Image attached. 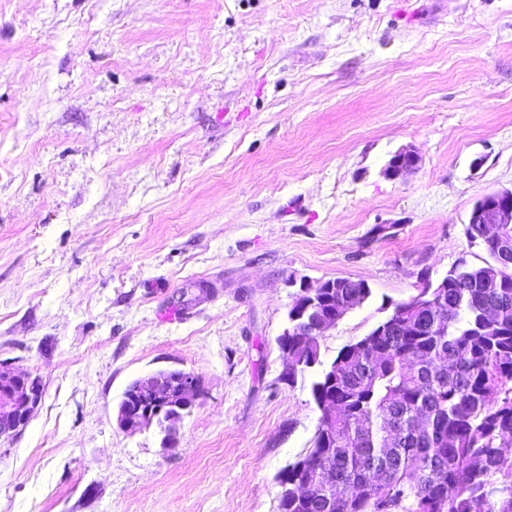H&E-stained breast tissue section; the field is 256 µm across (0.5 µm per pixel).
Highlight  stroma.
I'll use <instances>...</instances> for the list:
<instances>
[{"label": "stroma", "instance_id": "stroma-1", "mask_svg": "<svg viewBox=\"0 0 512 512\" xmlns=\"http://www.w3.org/2000/svg\"><path fill=\"white\" fill-rule=\"evenodd\" d=\"M511 188L512 0H0V360L43 387L0 512H280L321 419L280 379L287 278L371 288L330 363L481 263ZM169 369L204 381L173 448L116 424ZM420 163L418 151L412 146H406L391 155L382 173L390 180H405L416 173Z\"/></svg>", "mask_w": 512, "mask_h": 512}]
</instances>
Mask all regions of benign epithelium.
<instances>
[{
    "label": "benign epithelium",
    "instance_id": "benign-epithelium-1",
    "mask_svg": "<svg viewBox=\"0 0 512 512\" xmlns=\"http://www.w3.org/2000/svg\"><path fill=\"white\" fill-rule=\"evenodd\" d=\"M421 163L418 151L406 146L391 155L383 175L390 180H404L416 173ZM495 203L484 207L476 205L468 216V223L480 224L487 238L499 240L503 245L499 253L501 271L512 270V239L502 234V225H512V189L492 192ZM290 287L299 286L294 293L288 312V326L278 337V345H288V337L301 336L302 348L319 345L324 333L335 327L357 304L343 300L331 309H311L318 289L325 281L312 285L306 281L296 284L287 280ZM203 392L202 377L185 370L156 371L133 381L125 390L118 405L117 425L129 431L151 427L163 434L162 443L172 447L177 441L179 425L188 416ZM43 396L38 378L16 371L10 362H0V439L20 433L29 423Z\"/></svg>",
    "mask_w": 512,
    "mask_h": 512
}]
</instances>
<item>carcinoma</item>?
<instances>
[{"label":"carcinoma","instance_id":"carcinoma-1","mask_svg":"<svg viewBox=\"0 0 512 512\" xmlns=\"http://www.w3.org/2000/svg\"><path fill=\"white\" fill-rule=\"evenodd\" d=\"M467 234L486 254L483 264L448 270V287L423 314L393 304L392 329L375 337L379 361L356 342L311 383L314 400L338 405L319 425L321 435L336 437V452L324 455L313 440L300 468L288 472L310 482L313 496H282L280 512H339L326 483L347 493V512H512V274L498 269L499 244L481 225H468ZM371 294L346 279L322 297L334 307L353 295L361 306ZM488 308L498 310V322L485 320ZM320 364L317 348L288 384ZM374 469L387 472L385 485L371 483Z\"/></svg>","mask_w":512,"mask_h":512}]
</instances>
